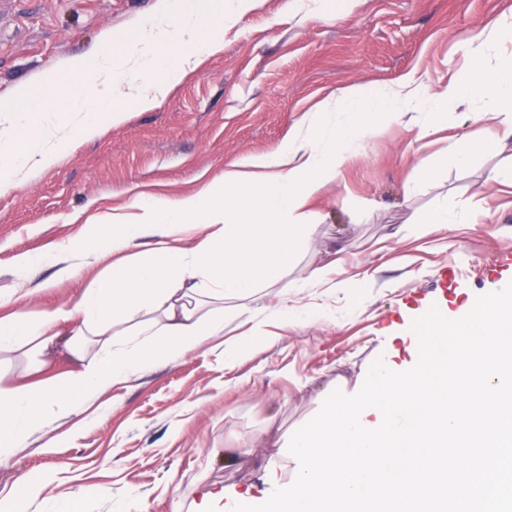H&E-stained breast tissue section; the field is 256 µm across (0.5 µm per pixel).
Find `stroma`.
Segmentation results:
<instances>
[{"label":"stroma","instance_id":"35a3bbf8","mask_svg":"<svg viewBox=\"0 0 512 512\" xmlns=\"http://www.w3.org/2000/svg\"><path fill=\"white\" fill-rule=\"evenodd\" d=\"M160 7V0H0V105L47 70L93 58ZM505 14L512 0H259L225 30L223 49L190 65L155 108L127 105L123 123L74 139L58 164L0 192V287L13 286L16 256L50 251L135 193L195 191L226 163L275 149L323 100L384 88L412 71L432 88L446 82L465 42ZM458 132L479 144L469 164L407 196L418 161L435 158ZM415 137L404 126L385 129L324 188L301 260L320 258L327 237L340 235L342 286L301 292L290 276L277 285L289 305L305 309V325L281 318L263 298L256 308L266 333L250 354L229 356L251 326L225 320L223 339L113 384L74 411L59 445L38 437L0 464V491L38 475L43 484L29 512L74 495L82 512H199L207 491L223 490L228 502L243 494L256 505L289 482L295 464L273 445L312 419L320 393L368 372L391 337L411 335L413 319L430 307L448 316L512 282V189L493 179L512 165V147L501 148L496 120L470 124L456 113L442 133ZM437 203L476 210L478 220L410 234ZM97 273L88 267L60 279L55 266H38L29 304H75ZM244 438L253 443L250 463L225 465V449ZM271 456L273 479L264 468Z\"/></svg>","mask_w":512,"mask_h":512}]
</instances>
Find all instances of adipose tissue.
Returning <instances> with one entry per match:
<instances>
[{
  "mask_svg": "<svg viewBox=\"0 0 512 512\" xmlns=\"http://www.w3.org/2000/svg\"><path fill=\"white\" fill-rule=\"evenodd\" d=\"M477 50L436 92L410 73L383 89L357 88L333 105L319 104L275 150L246 155L225 166L198 192L135 196L102 224L43 256L20 255L18 281L0 292V305L16 312L0 318V355H18L26 368L0 386V461L47 435L85 401L112 383L172 361L224 333V312L250 313L265 287L299 270L303 283L333 287L342 259L299 267L319 213L315 200L347 162L395 123L418 129L419 139L441 131L464 111L485 120L475 102L500 114L498 137L512 140V15L481 28ZM153 242L146 259L128 257L143 236ZM40 264L73 276L81 266L107 272L71 306L32 312L25 307V277ZM71 370L49 375L57 355Z\"/></svg>",
  "mask_w": 512,
  "mask_h": 512,
  "instance_id": "1",
  "label": "adipose tissue"
}]
</instances>
